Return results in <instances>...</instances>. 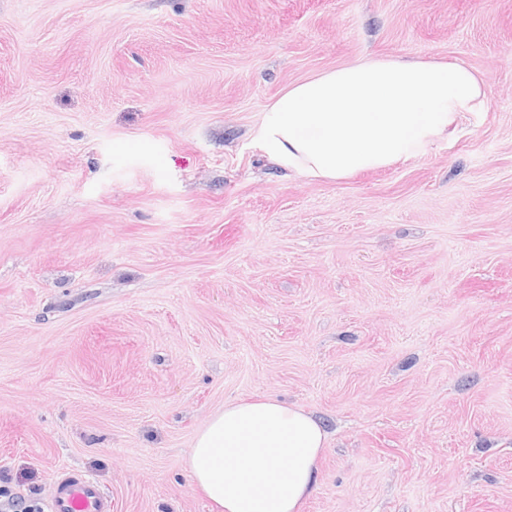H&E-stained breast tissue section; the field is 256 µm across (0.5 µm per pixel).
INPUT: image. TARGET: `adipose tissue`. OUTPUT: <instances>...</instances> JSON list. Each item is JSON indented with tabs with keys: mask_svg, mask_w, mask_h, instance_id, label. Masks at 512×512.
I'll return each instance as SVG.
<instances>
[{
	"mask_svg": "<svg viewBox=\"0 0 512 512\" xmlns=\"http://www.w3.org/2000/svg\"><path fill=\"white\" fill-rule=\"evenodd\" d=\"M487 109L486 78L465 63L362 57L288 87L255 138L288 173L342 180L425 154ZM326 446L308 411L233 401L197 431L187 466L219 512H300Z\"/></svg>",
	"mask_w": 512,
	"mask_h": 512,
	"instance_id": "1",
	"label": "adipose tissue"
}]
</instances>
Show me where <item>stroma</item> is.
Instances as JSON below:
<instances>
[{
	"label": "stroma",
	"instance_id": "obj_1",
	"mask_svg": "<svg viewBox=\"0 0 512 512\" xmlns=\"http://www.w3.org/2000/svg\"><path fill=\"white\" fill-rule=\"evenodd\" d=\"M366 56L489 110L287 175L264 107ZM268 396L328 433L302 512H512V0H0V482L214 512L193 436Z\"/></svg>",
	"mask_w": 512,
	"mask_h": 512
}]
</instances>
